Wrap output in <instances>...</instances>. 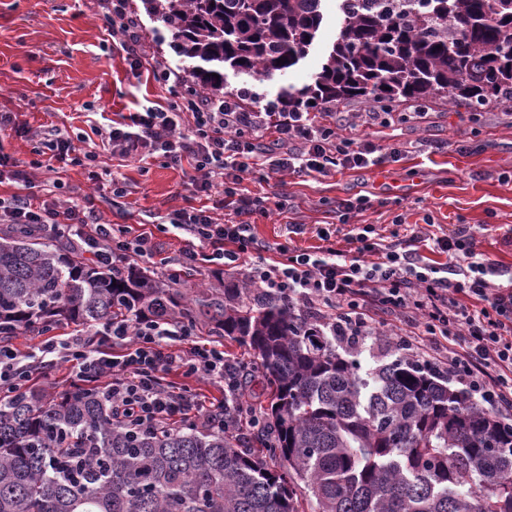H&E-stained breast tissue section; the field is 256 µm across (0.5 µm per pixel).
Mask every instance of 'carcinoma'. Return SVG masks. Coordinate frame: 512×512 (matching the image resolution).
<instances>
[{
  "label": "carcinoma",
  "instance_id": "cac0c4a2",
  "mask_svg": "<svg viewBox=\"0 0 512 512\" xmlns=\"http://www.w3.org/2000/svg\"><path fill=\"white\" fill-rule=\"evenodd\" d=\"M213 93L224 70L270 80L298 64L320 0H142ZM339 32L313 82L277 111L328 100L426 102L476 111L512 101V0H339ZM253 351L273 433L184 421L155 433L112 422L95 389L0 404V512H512V426L404 354L364 372L358 352L278 297L240 284L188 298L136 267L111 271L66 231L0 227V335L148 317ZM262 448L257 453L254 445ZM275 462L271 466L262 457Z\"/></svg>",
  "mask_w": 512,
  "mask_h": 512
}]
</instances>
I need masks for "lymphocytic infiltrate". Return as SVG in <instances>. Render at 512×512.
I'll use <instances>...</instances> for the list:
<instances>
[{
  "label": "lymphocytic infiltrate",
  "instance_id": "f902f5d3",
  "mask_svg": "<svg viewBox=\"0 0 512 512\" xmlns=\"http://www.w3.org/2000/svg\"><path fill=\"white\" fill-rule=\"evenodd\" d=\"M107 24L131 71H140L144 59L129 0H112ZM338 110L331 102L318 112H262L245 109L235 96L213 101L191 94L165 110L145 106L129 113L105 139L123 156L148 149L162 151L172 167L192 161L186 183L191 194L222 190L223 217L196 208L170 217L172 233L184 232L199 242L182 252V265L223 263L264 293L321 317L342 341L372 339L390 328L416 363L447 373L491 408L512 410V289L496 285L507 271L477 253L467 225L438 237L420 226L408 239L388 241L367 224L351 235V254L336 248L322 230L317 249L285 242L278 246L282 261H245V253L262 249L254 232L257 217L285 204L241 194L244 177L324 176L399 161L400 145L382 147L356 134L364 125H394L393 113L364 112L336 128L329 119ZM0 223L41 231L66 228L85 245L91 261L115 268L154 252L151 234L115 232L89 197L80 204L40 201L32 193L1 198ZM425 238L433 239L443 261L412 248V241ZM190 334L173 319L135 318L86 336L46 341L27 355L0 341V402L28 391L47 367L66 363L72 383L97 387L112 405L113 422L137 431L189 420L231 432L242 418L258 419L246 395V367L218 347L188 344ZM111 339L120 341L121 353L105 349ZM173 372L219 386L224 399L210 401L177 386L169 380Z\"/></svg>",
  "mask_w": 512,
  "mask_h": 512
}]
</instances>
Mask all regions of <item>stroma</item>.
<instances>
[{
  "label": "stroma",
  "mask_w": 512,
  "mask_h": 512,
  "mask_svg": "<svg viewBox=\"0 0 512 512\" xmlns=\"http://www.w3.org/2000/svg\"><path fill=\"white\" fill-rule=\"evenodd\" d=\"M107 0H0V113L9 112L26 124L28 136L0 129V150L23 164L35 159L34 146L56 137L76 147L94 140L95 129L138 110L140 105L168 107V87L155 82L148 70L130 71L125 53L113 44L104 27ZM140 20L141 45L151 62L184 74L186 65L170 49L172 36L149 17L141 0H131ZM323 23L308 55L286 75L258 81L226 72L224 89L247 88V108L277 99L282 87L310 84L335 40L342 16L336 0H322ZM426 122H409L380 130L374 139L388 145L406 143L400 161L372 170H348L326 176L291 174L283 180L246 177L245 195L280 193L283 211L258 219L256 234L265 243L261 256L279 260L278 243L288 227L302 224L296 236L302 247L318 245V228L329 229L337 248L347 249L351 226L336 217L340 199L364 196L371 205L354 222L370 224L383 237L406 235L417 224L432 223L443 231L470 225L477 251L512 268V103H493L482 111L436 96L426 103ZM109 173L121 180V197H96L104 222L117 227L157 226L182 208H214L216 196H196L185 188L186 168L170 167L156 156L124 157L97 147L91 166L59 170L35 169L43 199L74 201L92 193L89 171ZM189 234L157 231L153 259L140 267L158 281H166L175 260L187 248Z\"/></svg>",
  "instance_id": "35a3bbf8"
}]
</instances>
